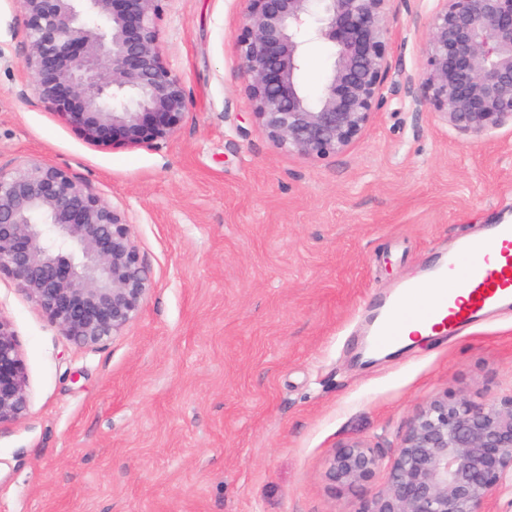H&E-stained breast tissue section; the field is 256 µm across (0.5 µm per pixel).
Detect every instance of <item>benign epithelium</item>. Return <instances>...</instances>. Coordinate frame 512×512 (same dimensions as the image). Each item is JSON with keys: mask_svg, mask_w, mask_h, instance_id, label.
I'll return each mask as SVG.
<instances>
[{"mask_svg": "<svg viewBox=\"0 0 512 512\" xmlns=\"http://www.w3.org/2000/svg\"><path fill=\"white\" fill-rule=\"evenodd\" d=\"M165 0H20L24 62L38 102L96 146L166 145L189 109L163 53ZM392 0H246L236 36L251 111L278 148L324 158L343 152L386 103ZM333 61L317 97L299 81L309 44ZM423 94H414V80ZM406 77L415 111L481 134L512 123V0H438L425 63ZM78 346L120 333L149 291L128 214L62 169L0 168V275ZM29 403L25 362L0 317V424ZM383 466L356 440L326 460L340 487L370 483ZM512 475V400L481 407L443 396L412 420L389 465L388 487L360 512H485Z\"/></svg>", "mask_w": 512, "mask_h": 512, "instance_id": "1", "label": "benign epithelium"}]
</instances>
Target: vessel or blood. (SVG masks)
Masks as SVG:
<instances>
[{
  "mask_svg": "<svg viewBox=\"0 0 512 512\" xmlns=\"http://www.w3.org/2000/svg\"><path fill=\"white\" fill-rule=\"evenodd\" d=\"M452 280L444 289L442 281ZM512 308V222L490 224L480 235H462L436 266L432 283L409 282L384 296L378 321L367 333L380 350L396 347L405 329L419 323L440 336L455 335Z\"/></svg>",
  "mask_w": 512,
  "mask_h": 512,
  "instance_id": "b4317fda",
  "label": "vessel or blood"
}]
</instances>
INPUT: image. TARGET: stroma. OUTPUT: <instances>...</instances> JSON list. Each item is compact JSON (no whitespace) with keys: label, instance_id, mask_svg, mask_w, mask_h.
<instances>
[{"label":"stroma","instance_id":"obj_1","mask_svg":"<svg viewBox=\"0 0 512 512\" xmlns=\"http://www.w3.org/2000/svg\"><path fill=\"white\" fill-rule=\"evenodd\" d=\"M437 0H393L387 102L342 153L277 148L255 120L236 34L244 0H166L189 109L168 145L92 146L36 100L20 0H0V167L63 169L124 210L151 283L137 316L77 347L0 278L29 405L0 425V512H360L326 477L364 440L391 461L446 396L512 397V311L363 361L364 319L461 234L512 220V125L476 136L415 112Z\"/></svg>","mask_w":512,"mask_h":512}]
</instances>
